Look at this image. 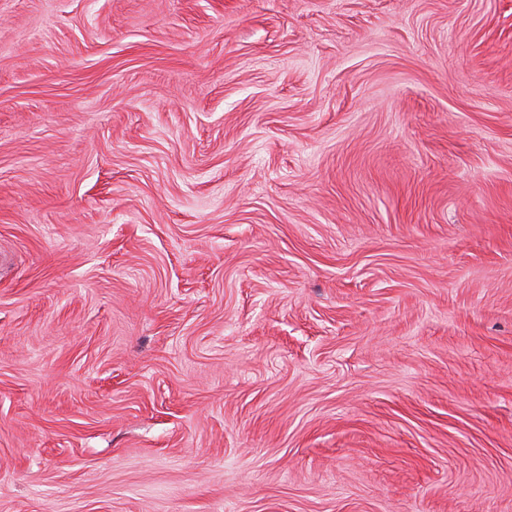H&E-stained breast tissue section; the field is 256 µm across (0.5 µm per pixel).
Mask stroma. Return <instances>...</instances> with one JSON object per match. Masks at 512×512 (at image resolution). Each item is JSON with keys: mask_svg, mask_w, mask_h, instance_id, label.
Here are the masks:
<instances>
[{"mask_svg": "<svg viewBox=\"0 0 512 512\" xmlns=\"http://www.w3.org/2000/svg\"><path fill=\"white\" fill-rule=\"evenodd\" d=\"M0 512H512V0H0Z\"/></svg>", "mask_w": 512, "mask_h": 512, "instance_id": "1", "label": "stroma"}]
</instances>
